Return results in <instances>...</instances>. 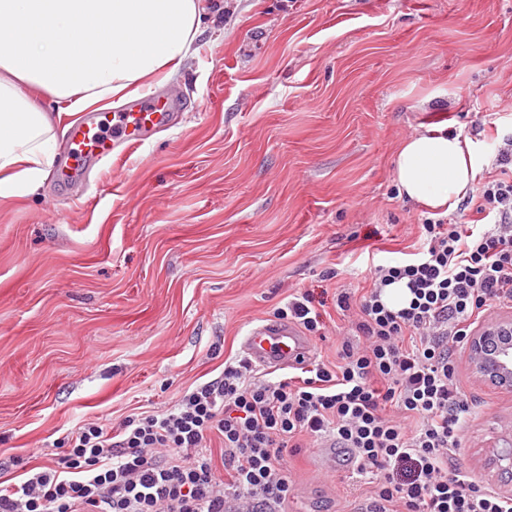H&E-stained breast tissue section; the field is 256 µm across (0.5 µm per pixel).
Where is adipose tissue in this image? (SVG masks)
Listing matches in <instances>:
<instances>
[{
    "instance_id": "1",
    "label": "adipose tissue",
    "mask_w": 512,
    "mask_h": 512,
    "mask_svg": "<svg viewBox=\"0 0 512 512\" xmlns=\"http://www.w3.org/2000/svg\"><path fill=\"white\" fill-rule=\"evenodd\" d=\"M206 0H0V204L51 174L63 116L150 92L188 58ZM469 139L412 135L395 163L400 196L448 207L471 188Z\"/></svg>"
}]
</instances>
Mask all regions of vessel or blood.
I'll use <instances>...</instances> for the list:
<instances>
[{
    "label": "vessel or blood",
    "mask_w": 512,
    "mask_h": 512,
    "mask_svg": "<svg viewBox=\"0 0 512 512\" xmlns=\"http://www.w3.org/2000/svg\"><path fill=\"white\" fill-rule=\"evenodd\" d=\"M181 107L180 98L160 92L151 98L127 102L119 112L113 113L108 127L99 115H87L70 129L67 156L72 164L58 171V180L72 181L81 167L103 164L129 148L142 145L157 131L168 127ZM241 349L253 366L269 372L301 367L313 356V344L301 328L279 320L249 326L242 337Z\"/></svg>",
    "instance_id": "obj_1"
}]
</instances>
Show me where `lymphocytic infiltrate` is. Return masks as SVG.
<instances>
[{
	"label": "lymphocytic infiltrate",
	"mask_w": 512,
	"mask_h": 512,
	"mask_svg": "<svg viewBox=\"0 0 512 512\" xmlns=\"http://www.w3.org/2000/svg\"><path fill=\"white\" fill-rule=\"evenodd\" d=\"M476 212L489 227L426 219L415 258L338 295L363 341L335 362L272 379L238 357L164 410L86 424L54 466L0 482V512H288V452L309 438L350 450L361 512H512L450 464L469 412L456 354L487 302H512V175L482 183ZM400 280L411 299L393 310L382 294Z\"/></svg>",
	"instance_id": "f902f5d3"
}]
</instances>
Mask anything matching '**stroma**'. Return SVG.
I'll return each mask as SVG.
<instances>
[{
	"mask_svg": "<svg viewBox=\"0 0 512 512\" xmlns=\"http://www.w3.org/2000/svg\"><path fill=\"white\" fill-rule=\"evenodd\" d=\"M169 87L176 122L81 185L49 177L0 205V481L219 377L253 323L313 295L335 360L355 327L340 291L410 259L429 212L400 197L397 152L442 129L481 174L512 139V0H210ZM470 406L452 462L505 497L484 461L512 391L457 356ZM290 512H358L342 448L289 458Z\"/></svg>",
	"mask_w": 512,
	"mask_h": 512,
	"instance_id": "obj_1",
	"label": "stroma"
}]
</instances>
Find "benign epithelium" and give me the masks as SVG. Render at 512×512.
<instances>
[{"label":"benign epithelium","mask_w":512,"mask_h":512,"mask_svg":"<svg viewBox=\"0 0 512 512\" xmlns=\"http://www.w3.org/2000/svg\"><path fill=\"white\" fill-rule=\"evenodd\" d=\"M467 348L474 372L483 380L512 389V319L500 318L474 330ZM487 466L500 481L512 483V442L488 456Z\"/></svg>","instance_id":"7a95c632"}]
</instances>
